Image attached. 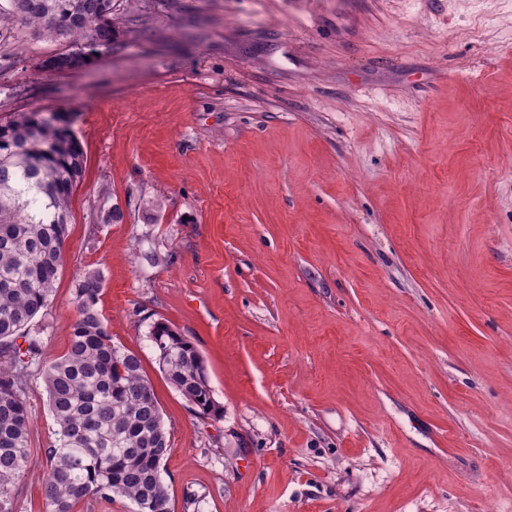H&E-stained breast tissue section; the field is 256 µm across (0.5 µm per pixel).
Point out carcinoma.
Segmentation results:
<instances>
[{"label":"carcinoma","instance_id":"obj_1","mask_svg":"<svg viewBox=\"0 0 512 512\" xmlns=\"http://www.w3.org/2000/svg\"><path fill=\"white\" fill-rule=\"evenodd\" d=\"M0 28H21L64 50L45 67L86 63L80 48L112 49L119 19L109 0H8ZM84 156L65 113L33 109L0 123V512H14L12 487L32 466L33 414L25 398L31 369L42 371L58 426L46 453L41 490L49 512H73L90 496L132 500L140 512H171L160 471L169 433L141 359L112 342L97 308L102 277L86 271L74 289L76 319L68 348L42 358L36 317L52 303L71 224V199ZM149 338L168 383L204 417H220L200 352L169 323ZM23 344H18V340Z\"/></svg>","mask_w":512,"mask_h":512}]
</instances>
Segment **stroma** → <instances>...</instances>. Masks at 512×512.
I'll list each match as a JSON object with an SVG mask.
<instances>
[{
  "instance_id": "1",
  "label": "stroma",
  "mask_w": 512,
  "mask_h": 512,
  "mask_svg": "<svg viewBox=\"0 0 512 512\" xmlns=\"http://www.w3.org/2000/svg\"><path fill=\"white\" fill-rule=\"evenodd\" d=\"M112 9L146 38L64 74L38 66L58 43L0 31V120L68 113L85 157L44 360L99 270L170 434L173 512H512V0ZM158 319L222 417L166 381ZM25 396L38 463L40 374ZM149 338L166 380L192 410L204 417H221L223 410L214 399L200 352L162 319L150 325Z\"/></svg>"
}]
</instances>
